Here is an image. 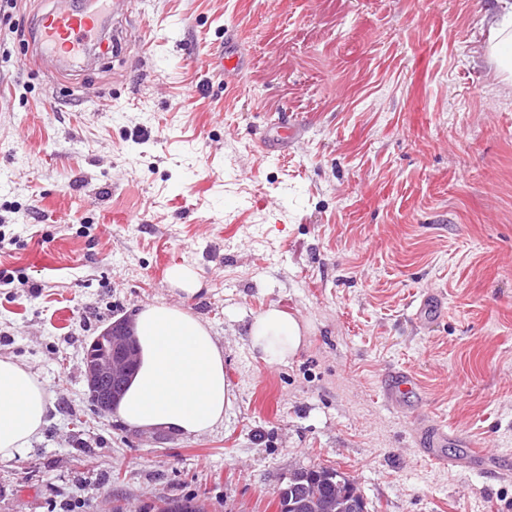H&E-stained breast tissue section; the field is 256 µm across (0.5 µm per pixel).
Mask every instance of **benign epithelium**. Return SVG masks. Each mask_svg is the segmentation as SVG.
Here are the masks:
<instances>
[{"label":"benign epithelium","instance_id":"obj_1","mask_svg":"<svg viewBox=\"0 0 512 512\" xmlns=\"http://www.w3.org/2000/svg\"><path fill=\"white\" fill-rule=\"evenodd\" d=\"M139 358L132 319L112 323L97 336L84 355L85 376L94 405L113 408L132 377Z\"/></svg>","mask_w":512,"mask_h":512}]
</instances>
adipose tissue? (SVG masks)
Returning <instances> with one entry per match:
<instances>
[{
    "label": "adipose tissue",
    "instance_id": "adipose-tissue-1",
    "mask_svg": "<svg viewBox=\"0 0 512 512\" xmlns=\"http://www.w3.org/2000/svg\"><path fill=\"white\" fill-rule=\"evenodd\" d=\"M501 17L491 23L486 55L503 86L512 89V0H496ZM309 322L270 304L247 326L248 348L267 362L296 356ZM140 367L115 408L133 428L164 427L200 435L224 422L235 394L224 375V352L210 328L192 312L147 304L134 319ZM50 404L42 385L21 364L0 358V459L14 458L38 439Z\"/></svg>",
    "mask_w": 512,
    "mask_h": 512
}]
</instances>
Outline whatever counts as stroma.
Masks as SVG:
<instances>
[{"label": "stroma", "mask_w": 512, "mask_h": 512, "mask_svg": "<svg viewBox=\"0 0 512 512\" xmlns=\"http://www.w3.org/2000/svg\"><path fill=\"white\" fill-rule=\"evenodd\" d=\"M53 0L0 11V357L51 405L0 512H278L331 467L368 512H512V93L495 0H133L124 44L51 75ZM246 61L218 73L224 35ZM287 154L264 153L280 124ZM191 267L200 290L167 272ZM289 363L242 342L270 303ZM211 329L236 394L202 435L98 413L84 352L143 305ZM419 393L390 400V372ZM432 429L448 464L420 452ZM475 445L495 468L465 466ZM495 1L501 17L489 27L485 52L489 63L496 69L500 83L512 91V1ZM169 279L173 287L192 295L200 290L199 280L195 271L185 266H175L169 272ZM310 331L309 322L271 303L251 319L245 342L266 362L288 363L303 347Z\"/></svg>", "instance_id": "obj_1"}]
</instances>
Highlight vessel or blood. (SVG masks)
<instances>
[{
	"label": "vessel or blood",
	"instance_id": "obj_1",
	"mask_svg": "<svg viewBox=\"0 0 512 512\" xmlns=\"http://www.w3.org/2000/svg\"><path fill=\"white\" fill-rule=\"evenodd\" d=\"M98 8L90 5L80 7H55L41 19V32L34 47L49 58L54 70L65 71L71 66L75 45L92 35L102 34L106 13L126 16L130 10L128 0H98Z\"/></svg>",
	"mask_w": 512,
	"mask_h": 512
}]
</instances>
